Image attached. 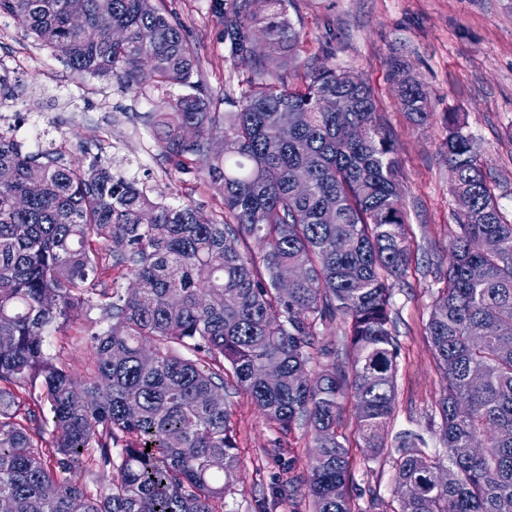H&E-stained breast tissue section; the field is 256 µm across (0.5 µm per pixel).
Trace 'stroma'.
Here are the masks:
<instances>
[{
	"mask_svg": "<svg viewBox=\"0 0 512 512\" xmlns=\"http://www.w3.org/2000/svg\"><path fill=\"white\" fill-rule=\"evenodd\" d=\"M164 4L195 45L200 85L219 111H230L248 70L226 58L211 0ZM288 17L300 33L303 57L367 82L396 135L406 221L419 268L392 288L401 356L388 431L421 429L428 454H441L436 402L445 381L425 332L439 283L421 271L430 246H446L456 224L450 174L439 153L445 135L440 118L451 112L465 116L489 185L504 212L511 214L512 140L506 133L512 129V0H290ZM393 54L402 56L412 76L431 91L437 119L430 125H414L401 111L388 76L387 60ZM0 60L8 62L11 72L10 80L0 85L1 132L20 138L30 126H38V149L60 151L68 162L99 157L136 180L156 201L188 202L207 215L219 210L217 193L176 170L143 123L161 92H124L113 77L74 72L3 18ZM224 403L242 460L224 512H311L304 496L273 493L283 478H306L312 456L307 430L281 435L246 394L231 386L224 390ZM338 430L351 456L347 491L356 506L366 507L373 488L388 512H396V453L367 460L352 399L343 402Z\"/></svg>",
	"mask_w": 512,
	"mask_h": 512,
	"instance_id": "1",
	"label": "stroma"
}]
</instances>
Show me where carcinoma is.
<instances>
[{
  "instance_id": "carcinoma-1",
  "label": "carcinoma",
  "mask_w": 512,
  "mask_h": 512,
  "mask_svg": "<svg viewBox=\"0 0 512 512\" xmlns=\"http://www.w3.org/2000/svg\"><path fill=\"white\" fill-rule=\"evenodd\" d=\"M84 2L81 29L68 0H0V18L82 75L168 93L146 125L223 209L155 201L96 157L67 165L0 134L10 174L0 181V500L9 512H224L240 468L215 397L229 376L272 428L310 431L311 512H355L341 401L354 399L377 459L401 351L390 282L414 261L396 138L372 87L300 58L286 0H213L224 49L250 67L235 110L214 112L194 92L195 47L158 0ZM388 67L406 117L431 124L430 91L404 76L402 57ZM465 128L448 123L441 153L470 212L426 267L445 284L426 323L447 382L436 403L445 455L428 454L418 432L395 437L397 512H500L512 501V218ZM215 139L224 150H211ZM250 242L257 253L239 249ZM289 267L301 277L285 296L277 281ZM92 310L78 379L47 339ZM338 319L344 340L319 344ZM77 469L96 491L72 480Z\"/></svg>"
}]
</instances>
